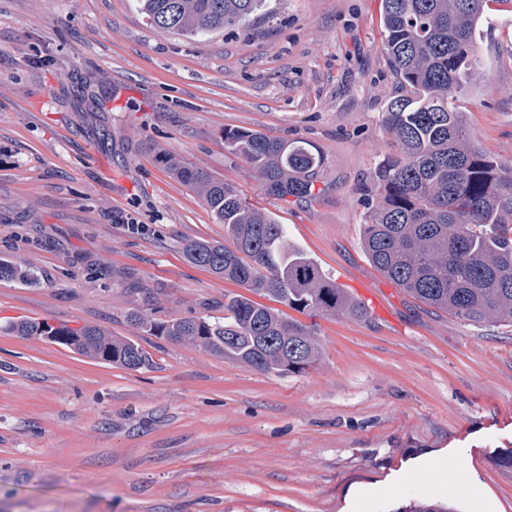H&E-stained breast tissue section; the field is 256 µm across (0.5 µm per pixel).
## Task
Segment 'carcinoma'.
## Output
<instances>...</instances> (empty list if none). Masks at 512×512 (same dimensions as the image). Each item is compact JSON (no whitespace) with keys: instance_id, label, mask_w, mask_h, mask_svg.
Masks as SVG:
<instances>
[{"instance_id":"1","label":"carcinoma","mask_w":512,"mask_h":512,"mask_svg":"<svg viewBox=\"0 0 512 512\" xmlns=\"http://www.w3.org/2000/svg\"><path fill=\"white\" fill-rule=\"evenodd\" d=\"M155 29L187 37L245 26L267 0H136ZM489 0H382L383 44L408 95L384 112L395 153L376 169L365 196L362 247L371 263L412 298L473 323L512 325V162L489 157L472 139L456 101L479 66L476 36ZM224 148L243 158L264 192L312 197L321 167L313 146L247 129L224 130ZM161 161L205 202L233 246L194 239L184 259L247 291L300 312L363 319L346 295L272 213L232 186L173 157ZM0 280L34 286L28 270L0 260ZM128 321L151 336L188 343L273 376L301 374L322 356L311 327L278 308L235 295L224 318ZM21 336H62L60 344L127 369L153 364L135 341L97 327L46 320L11 322Z\"/></svg>"}]
</instances>
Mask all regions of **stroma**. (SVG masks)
<instances>
[{"instance_id":"1","label":"stroma","mask_w":512,"mask_h":512,"mask_svg":"<svg viewBox=\"0 0 512 512\" xmlns=\"http://www.w3.org/2000/svg\"><path fill=\"white\" fill-rule=\"evenodd\" d=\"M274 9L192 40L151 27L136 0H0V260L40 279L0 281V512H512V327L423 305L361 248L363 188L393 152L383 113L403 93L382 2ZM478 45L459 105L509 161L512 0H491ZM85 80L103 124L76 112ZM228 129L312 144V200L266 195ZM164 154L273 213L350 296L369 282L384 314H299L322 357L284 377L131 324L220 318L240 291L184 260L186 241L224 227ZM18 319L106 328L154 365L3 332Z\"/></svg>"}]
</instances>
